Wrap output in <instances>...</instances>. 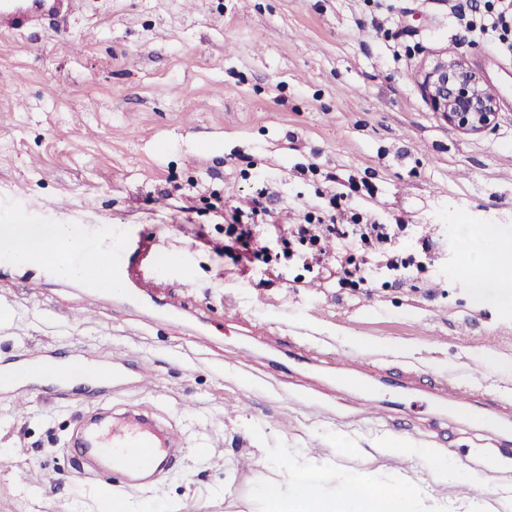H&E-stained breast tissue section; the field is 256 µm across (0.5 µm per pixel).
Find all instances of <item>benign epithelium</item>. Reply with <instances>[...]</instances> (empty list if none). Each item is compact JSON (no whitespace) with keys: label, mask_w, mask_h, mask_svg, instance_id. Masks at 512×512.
Returning a JSON list of instances; mask_svg holds the SVG:
<instances>
[{"label":"benign epithelium","mask_w":512,"mask_h":512,"mask_svg":"<svg viewBox=\"0 0 512 512\" xmlns=\"http://www.w3.org/2000/svg\"><path fill=\"white\" fill-rule=\"evenodd\" d=\"M485 77L463 61L433 62L422 87L433 111L466 134L489 129L498 114V97L484 88Z\"/></svg>","instance_id":"7a95c632"}]
</instances>
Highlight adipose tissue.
<instances>
[{
	"label": "adipose tissue",
	"instance_id": "ef3b65f1",
	"mask_svg": "<svg viewBox=\"0 0 512 512\" xmlns=\"http://www.w3.org/2000/svg\"><path fill=\"white\" fill-rule=\"evenodd\" d=\"M482 244L469 248L468 286L475 297L493 293L502 304L512 305V269L492 228L481 232ZM259 497L266 512H422L418 495L409 487L372 490L369 481L345 477L337 491H326L321 477L306 473L286 482L262 485Z\"/></svg>",
	"mask_w": 512,
	"mask_h": 512
}]
</instances>
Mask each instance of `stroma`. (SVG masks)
Segmentation results:
<instances>
[{"mask_svg": "<svg viewBox=\"0 0 512 512\" xmlns=\"http://www.w3.org/2000/svg\"><path fill=\"white\" fill-rule=\"evenodd\" d=\"M487 23V0H84L57 26L0 32V225L107 224L158 254L133 302L0 276L1 368L39 348L123 370L101 397L0 391V512H108L116 498L130 512H257L262 482L305 467L329 488L347 474L411 486L429 512H512V459L489 455L486 433L512 422V308L471 296L456 233L491 225L512 241V29ZM438 55L497 92L485 132L432 111L422 81ZM332 186L339 223L405 224L401 279L360 247L361 283L225 249L226 208L256 189L271 196L258 221L276 252L280 222L303 223ZM242 344L250 362L235 358ZM296 347L310 365L289 360ZM347 356L408 373L394 422L358 415L379 392L350 380ZM438 376L498 404L449 410L425 391ZM103 402L180 432L163 494L71 464L80 418ZM428 454L447 457V476ZM487 471L490 489L472 491Z\"/></svg>", "mask_w": 512, "mask_h": 512, "instance_id": "stroma-1", "label": "stroma"}]
</instances>
